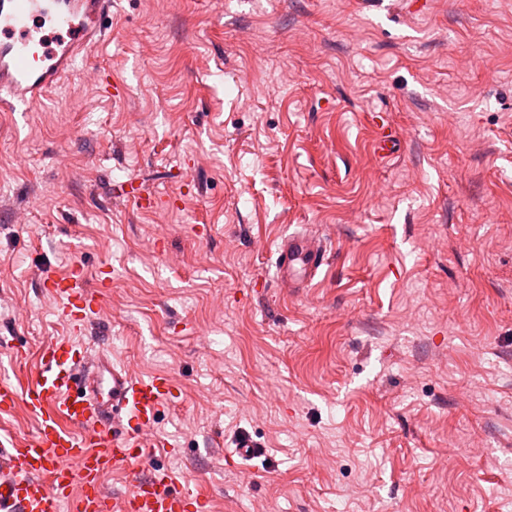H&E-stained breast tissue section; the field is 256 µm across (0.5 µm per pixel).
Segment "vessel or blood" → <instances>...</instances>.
<instances>
[{
	"label": "vessel or blood",
	"mask_w": 512,
	"mask_h": 512,
	"mask_svg": "<svg viewBox=\"0 0 512 512\" xmlns=\"http://www.w3.org/2000/svg\"><path fill=\"white\" fill-rule=\"evenodd\" d=\"M112 0H0V110L31 111L110 33ZM276 276L303 291L326 262L327 245L309 230L282 238ZM44 288L81 328L98 307L96 291L73 264ZM178 394L165 372L133 375L107 351L89 355L67 341L45 344L31 378H0V414L24 405L32 436L0 434V512H189L193 494L168 468L152 465L164 440L158 416ZM131 469L127 492L109 493L106 473Z\"/></svg>",
	"instance_id": "vessel-or-blood-1"
}]
</instances>
